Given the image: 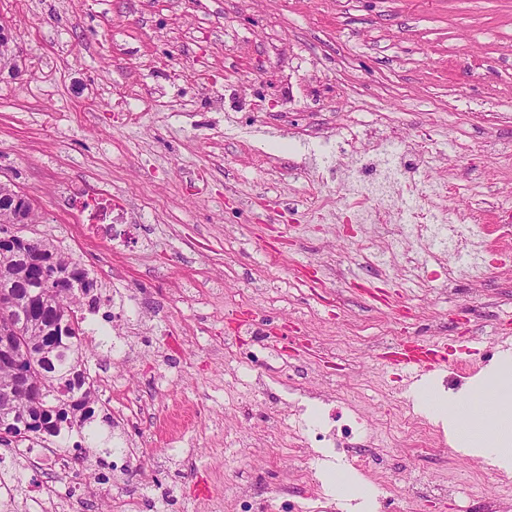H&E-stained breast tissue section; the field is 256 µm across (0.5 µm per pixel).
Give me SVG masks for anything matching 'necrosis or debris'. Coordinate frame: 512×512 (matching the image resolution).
Here are the masks:
<instances>
[{
  "label": "necrosis or debris",
  "mask_w": 512,
  "mask_h": 512,
  "mask_svg": "<svg viewBox=\"0 0 512 512\" xmlns=\"http://www.w3.org/2000/svg\"><path fill=\"white\" fill-rule=\"evenodd\" d=\"M453 187L447 180L427 175L421 208L394 209L385 185H378L366 196L361 221L382 229H395L396 247L409 248L413 240H425L430 249L447 254V277H455L461 262L485 266L489 249L484 242L483 226L459 224L445 217H435L437 200L447 198ZM97 305L111 304L112 319L105 323L88 321L84 344L98 343L104 336L113 341L112 363L87 359L84 368L95 391L118 394L119 407L111 414L115 428L136 430L145 422L153 401L134 390L122 374L127 354L120 343L129 327L140 317L126 298L108 302L97 296ZM299 365L277 357L262 362L252 375L254 391H266L269 380L287 381L289 395L281 399V416L262 417L266 438L271 439L270 460L287 456L290 464L281 468L276 479L267 481L265 496H257L251 485L227 483L222 488L240 512H271L273 505L285 506L286 512H343L340 499L328 473L338 467L359 474L375 484L380 494L352 501L356 512H401L413 495L428 498H453L469 483L468 478L450 471L448 459L441 455L445 445L444 429L426 415L415 412L414 402L404 399L395 409L403 418L405 439L417 447L435 449L434 478H427L423 467L411 465L392 470L381 464L383 446L377 418L366 397L358 389L340 396L306 386L301 382ZM111 462L112 474L107 485L87 481V474L98 473L102 462ZM0 469L34 471L38 483L22 486L13 482L0 487V501L18 505L21 512H146L149 490L158 488L162 472L160 457L153 448L134 442L105 454L85 449L75 456L65 444L20 442L13 448L0 449Z\"/></svg>",
  "instance_id": "4bbe7bcc"
}]
</instances>
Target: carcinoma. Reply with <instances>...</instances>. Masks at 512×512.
<instances>
[{"label":"carcinoma","instance_id":"1","mask_svg":"<svg viewBox=\"0 0 512 512\" xmlns=\"http://www.w3.org/2000/svg\"><path fill=\"white\" fill-rule=\"evenodd\" d=\"M21 213L27 223H37L26 196L0 194V229ZM94 288L89 273L49 240L38 239L33 247L0 240V294L14 299L13 316L21 325L17 361L0 365V447L56 436L91 418L86 406L95 391L83 387L87 349L77 336L81 298ZM19 373L29 374L34 391L17 389Z\"/></svg>","mask_w":512,"mask_h":512}]
</instances>
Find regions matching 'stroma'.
<instances>
[{
    "label": "stroma",
    "instance_id": "stroma-1",
    "mask_svg": "<svg viewBox=\"0 0 512 512\" xmlns=\"http://www.w3.org/2000/svg\"><path fill=\"white\" fill-rule=\"evenodd\" d=\"M13 37L0 68V181L16 186L46 237L89 271L98 290L114 280L148 314L128 369L156 400L148 436L167 455L172 512H219L215 481H253L265 453L225 462V411L246 399L256 413L268 393L224 388L218 356H259L238 324L268 326L270 354L301 364L308 336L360 348L351 375L376 415L393 399L434 390L443 400L479 392L497 337L512 336V238L492 249L480 277L419 274L428 290L380 269L357 242L372 234L353 209L316 220L305 193L319 175L348 184L387 177L363 153L371 135L423 146L450 181L484 187L481 203L448 198L466 223L512 225V0H0ZM121 196L139 243L110 250L84 201ZM448 339L449 359L476 365L460 392L445 371L408 383L386 354L403 341ZM164 361L167 383L149 370ZM209 394L203 438L188 450L166 409ZM490 486L451 500L421 498L411 512H477Z\"/></svg>",
    "mask_w": 512,
    "mask_h": 512
}]
</instances>
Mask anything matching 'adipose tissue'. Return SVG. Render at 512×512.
<instances>
[{
	"instance_id": "adipose-tissue-1",
	"label": "adipose tissue",
	"mask_w": 512,
	"mask_h": 512,
	"mask_svg": "<svg viewBox=\"0 0 512 512\" xmlns=\"http://www.w3.org/2000/svg\"><path fill=\"white\" fill-rule=\"evenodd\" d=\"M432 408L447 409L463 444H481L502 455L512 454V371L496 374L485 396H470L443 403L435 395H426Z\"/></svg>"
}]
</instances>
